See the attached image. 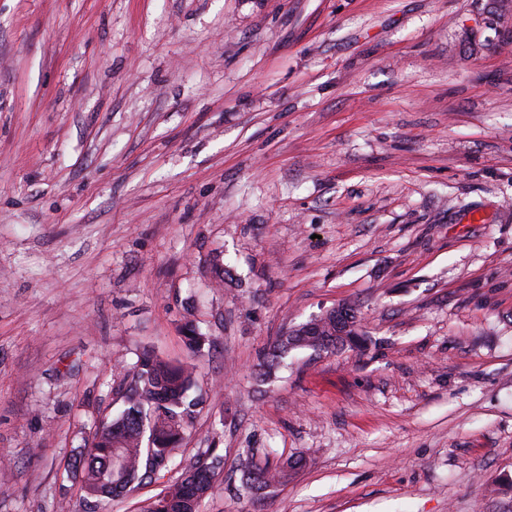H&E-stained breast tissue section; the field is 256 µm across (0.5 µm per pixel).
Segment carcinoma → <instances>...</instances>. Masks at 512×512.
I'll list each match as a JSON object with an SVG mask.
<instances>
[{"mask_svg":"<svg viewBox=\"0 0 512 512\" xmlns=\"http://www.w3.org/2000/svg\"><path fill=\"white\" fill-rule=\"evenodd\" d=\"M320 335L308 338L291 332L278 337L268 358L278 364L294 349L321 351L336 349L334 326L325 316L316 318ZM185 345L197 352L206 337L193 323L183 327ZM193 367L173 363L145 352L132 368L125 395V409L104 422L95 433L92 446L83 449L70 471L81 475V492L103 508L110 500L135 491L144 475L159 474L175 462L183 440L187 416L198 400L190 397ZM302 467V460L288 459L276 466H261L254 453L242 456L240 471L245 485L260 489L286 482ZM220 475V456L210 465H186L180 477L168 485L146 507L145 512H199L201 502Z\"/></svg>","mask_w":512,"mask_h":512,"instance_id":"carcinoma-1","label":"carcinoma"}]
</instances>
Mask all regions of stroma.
Here are the masks:
<instances>
[{"instance_id": "1", "label": "stroma", "mask_w": 512, "mask_h": 512, "mask_svg": "<svg viewBox=\"0 0 512 512\" xmlns=\"http://www.w3.org/2000/svg\"><path fill=\"white\" fill-rule=\"evenodd\" d=\"M146 349L201 512H512V0H0V512H87ZM315 321L317 322L315 324L320 328L319 336L308 338L307 336L293 335L292 329L294 327L307 325ZM334 330V326L324 315L293 326L285 336H279L273 342L268 353V358H270V360H268V366L271 367L274 364H280L281 360L294 349H310L313 351L336 349V347L339 346L336 345V336H333ZM301 467V459H287L273 467L260 466L254 460V453L249 450L242 456L240 471L246 486L261 489L285 484Z\"/></svg>"}]
</instances>
